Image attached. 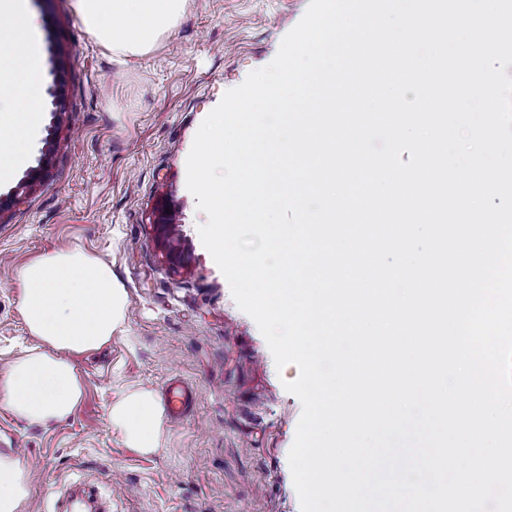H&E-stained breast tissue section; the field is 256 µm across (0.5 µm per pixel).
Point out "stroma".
Segmentation results:
<instances>
[{
	"mask_svg": "<svg viewBox=\"0 0 512 512\" xmlns=\"http://www.w3.org/2000/svg\"><path fill=\"white\" fill-rule=\"evenodd\" d=\"M309 0H186L176 26L147 53L113 61L72 0H29L41 84L60 80L61 115L41 98L29 147L52 156L16 204L0 209V370L32 340L19 312L17 268L81 247L112 267L129 305L108 346L76 356L84 395L68 420L31 425L0 403V449L17 443L36 475L24 512H301L288 462L302 411L255 321L203 246L187 188L195 134L224 94L277 55ZM176 208L187 262L171 267L154 227ZM192 385L182 419L166 420L158 452L111 429V403L134 388Z\"/></svg>",
	"mask_w": 512,
	"mask_h": 512,
	"instance_id": "stroma-1",
	"label": "stroma"
}]
</instances>
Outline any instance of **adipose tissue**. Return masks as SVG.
<instances>
[{
	"instance_id": "obj_1",
	"label": "adipose tissue",
	"mask_w": 512,
	"mask_h": 512,
	"mask_svg": "<svg viewBox=\"0 0 512 512\" xmlns=\"http://www.w3.org/2000/svg\"><path fill=\"white\" fill-rule=\"evenodd\" d=\"M182 3L74 0V8L88 33L123 59L148 52L177 20ZM4 15L11 24L0 35V83L12 85L19 109L0 111V182L25 162L41 114V58L28 0H0ZM15 286L34 345L0 373V402L28 424H57L73 414L83 394L73 356L111 342L126 321L127 293L106 261L81 249L38 256L18 268ZM108 422L142 453L162 445L165 415L152 391L126 393L110 406ZM33 482L17 459L0 456V512H24Z\"/></svg>"
}]
</instances>
